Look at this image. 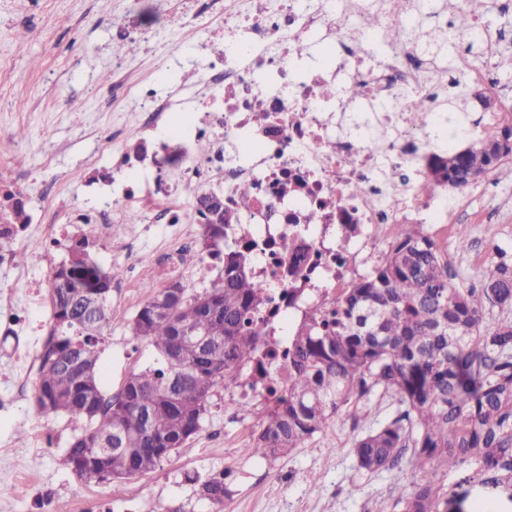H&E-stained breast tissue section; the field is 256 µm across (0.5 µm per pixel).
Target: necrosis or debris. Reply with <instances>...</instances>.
I'll return each mask as SVG.
<instances>
[{"instance_id":"obj_1","label":"necrosis or debris","mask_w":512,"mask_h":512,"mask_svg":"<svg viewBox=\"0 0 512 512\" xmlns=\"http://www.w3.org/2000/svg\"><path fill=\"white\" fill-rule=\"evenodd\" d=\"M421 0H175L170 21L202 34V53L192 69L196 88L166 92L157 82L124 85L128 112L138 119L140 140L179 123L177 143L164 142L144 155L122 141L112 145V180L121 194H102L91 207L59 198L65 223L46 224V198L19 191L0 172V276L15 269L16 247L36 241L41 261L53 264L58 251L88 237H101L106 223L127 209L165 199L161 215L169 242L150 257L146 278L121 280V291L144 282L182 278L184 255L195 239L187 223L206 221L203 201L219 195L237 222L229 234L235 248L248 250L254 276L271 287V301L255 323L271 344L288 341L286 321L335 307L341 292L367 274L378 256L374 244L399 224H443L460 197L440 190L414 191L429 173L432 138L448 122L437 103L453 81L424 42L448 31V12L421 9ZM435 20L417 43L390 42L381 31L358 27L376 13L391 27H414L417 11ZM331 42L327 63L307 64L298 44ZM358 89L345 97V85ZM424 100L428 124L409 129L397 97ZM207 142L206 153L194 150ZM409 171L406 183L389 184L390 167ZM248 195H241V187ZM355 235H341L344 225ZM45 302V284L29 281L22 296L0 292V334L14 340L15 388L0 398V411L26 395L45 323L34 310ZM283 355L263 371L240 368L232 402L285 392Z\"/></svg>"}]
</instances>
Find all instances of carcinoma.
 <instances>
[{"label": "carcinoma", "instance_id": "obj_1", "mask_svg": "<svg viewBox=\"0 0 512 512\" xmlns=\"http://www.w3.org/2000/svg\"><path fill=\"white\" fill-rule=\"evenodd\" d=\"M473 12L459 8L431 50L459 40L472 46ZM471 95L459 79L448 111ZM502 140L479 138L461 150L433 155L426 194L437 186L463 190L512 159V124ZM209 205L203 225L209 254H224L212 286L151 292L133 316V336L148 340L157 362L131 374L108 395L98 344L111 330L109 301L120 272L101 268L86 244L52 278L54 327L42 356L36 404L84 423L67 450L79 480L120 482L156 470L201 430L215 388L237 369L262 363L256 314L268 285L250 273V257L223 250L234 224L216 223ZM168 312L154 314L155 301ZM497 313L491 324L487 315ZM377 391L398 409L384 426L353 443L357 468L392 470L408 462L420 473L396 491L399 512H440L450 490L435 471L458 468L462 481L512 483V252L496 249L480 287L464 288L435 242L418 224H400L374 271L354 282L329 313L312 312L288 337L286 394L268 402L253 440L277 459L308 441L345 407ZM119 446L101 452L112 439ZM224 474L199 483V494L224 501Z\"/></svg>", "mask_w": 512, "mask_h": 512}]
</instances>
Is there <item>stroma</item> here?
<instances>
[{"instance_id":"35a3bbf8","label":"stroma","mask_w":512,"mask_h":512,"mask_svg":"<svg viewBox=\"0 0 512 512\" xmlns=\"http://www.w3.org/2000/svg\"><path fill=\"white\" fill-rule=\"evenodd\" d=\"M146 15L153 28L169 30L173 43L197 50L192 27L169 26L159 0H0V162L10 167L23 191L45 190L89 203L75 176L77 163L91 152L109 162L112 127L123 107L111 95V80L191 82L192 73H165L160 53L143 52L134 42L116 43L112 28L125 15ZM123 115V114H122ZM25 137H17L18 129ZM464 207L450 211L446 226L425 232L448 256L464 286H479L494 247L512 249V162L463 191ZM469 225L472 246L460 250L456 225ZM149 294H113L112 329L99 347L104 388L119 391L131 372L154 360L151 346L135 339L129 319ZM233 384L214 391L210 413L197 436L156 470L112 486L83 482L71 473L67 448L81 428L64 413L39 410L34 395L0 413V445L11 455L0 460V512H80L94 500L99 512H154L161 505L186 512H395L393 492L408 483L413 468L367 473L357 469L354 439L392 418L397 404L376 392L341 412L303 448L267 460L253 451L252 438L264 414L255 400L250 411L236 412L227 400ZM49 439L35 445L36 436ZM225 473L223 504L199 499L197 479ZM455 487L463 512L491 501L494 512H512V489L460 483Z\"/></svg>"}]
</instances>
